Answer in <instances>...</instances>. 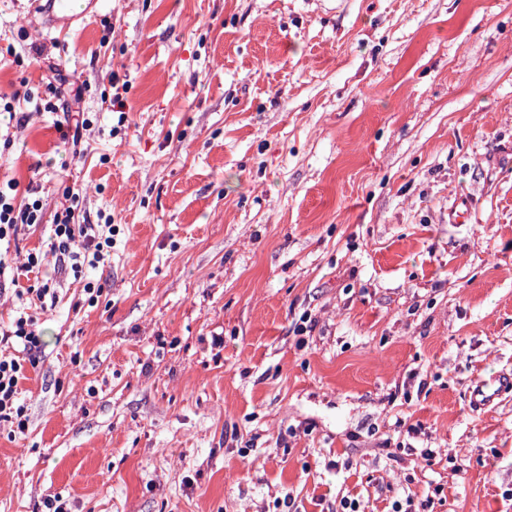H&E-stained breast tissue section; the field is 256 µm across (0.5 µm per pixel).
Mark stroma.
<instances>
[{
  "label": "stroma",
  "mask_w": 512,
  "mask_h": 512,
  "mask_svg": "<svg viewBox=\"0 0 512 512\" xmlns=\"http://www.w3.org/2000/svg\"><path fill=\"white\" fill-rule=\"evenodd\" d=\"M8 44L0 182L43 202L9 257L70 189L112 251L39 270L0 512H512V392L469 401L512 372V0H104L62 35L0 0ZM470 389L472 404L483 408L494 403L502 392L512 389V377L500 375L491 380H478Z\"/></svg>",
  "instance_id": "35a3bbf8"
}]
</instances>
